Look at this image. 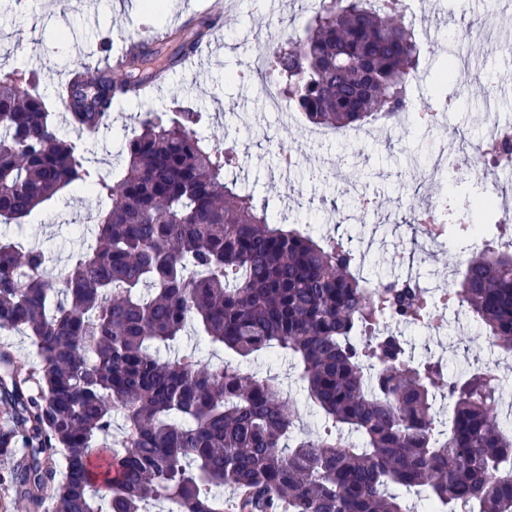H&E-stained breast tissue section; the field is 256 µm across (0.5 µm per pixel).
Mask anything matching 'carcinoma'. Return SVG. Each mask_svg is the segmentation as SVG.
<instances>
[{
	"instance_id": "carcinoma-1",
	"label": "carcinoma",
	"mask_w": 512,
	"mask_h": 512,
	"mask_svg": "<svg viewBox=\"0 0 512 512\" xmlns=\"http://www.w3.org/2000/svg\"><path fill=\"white\" fill-rule=\"evenodd\" d=\"M209 34L201 23L185 54ZM266 58L288 106L312 126H398L420 43L397 6L322 0ZM436 90L463 76L452 50ZM144 41L118 69L75 64L62 108L96 133L114 100L173 68ZM39 75L0 66V223L82 187L110 201L72 218L90 238L51 277L49 253L0 241V331L28 336L26 368L0 344V485L13 507L47 512H512V435L488 367L448 373L415 358L399 327L430 328L436 304L411 273L364 276L359 249L279 224L245 183L224 178L235 145L198 131L191 107L146 112L103 176L63 138ZM448 302L512 353V241L479 245ZM224 350L217 364L184 351L187 333ZM263 353L299 368L324 431L297 430V404L245 370ZM448 396L452 423L435 402ZM122 450L108 448L116 417Z\"/></svg>"
}]
</instances>
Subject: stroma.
I'll list each match as a JSON object with an SVG mask.
<instances>
[{"label": "stroma", "instance_id": "35a3bbf8", "mask_svg": "<svg viewBox=\"0 0 512 512\" xmlns=\"http://www.w3.org/2000/svg\"><path fill=\"white\" fill-rule=\"evenodd\" d=\"M206 0H169L166 9L149 15L135 9L131 0H95L90 12L84 0H65L63 8L54 9L45 0H24L0 8V59L6 69L37 71L42 76L40 92L51 94L55 85L65 81L78 60H94L101 38L112 43L137 37L151 30L156 34L155 47H165L164 33L180 28L188 19L205 20ZM309 0H267L266 12L254 15L250 0H235L224 7L222 52L208 55L201 68L173 69L167 83L152 89L147 100L113 105L109 123L93 139L66 122H59L62 136L87 148L93 166L107 173L120 165V155L131 137L137 113L161 111L173 99H181L207 116L204 134L236 142L241 165L239 179L253 188L256 196L268 200L277 220L310 225L316 236H351L357 240L373 239L365 255V271L401 272L415 265L429 283L458 276L471 253L449 232L445 248L433 252L412 250L411 233L404 220L414 189L410 183V164L400 155L398 146L388 139L346 142L335 138L315 141L300 119L282 120L266 111L258 91L259 80H236V73L247 72L256 53L258 40L281 36L290 26L301 23L302 10ZM424 15L430 37L427 76L415 90L416 100L434 102V81L447 59L441 47L454 43L464 57L471 59L480 72V83L449 85L447 94L455 109L448 115V137L441 148L454 169L453 179L466 193H475L466 170L458 168V140L462 132L481 136L486 130L487 107L483 81L498 84L512 78V57L495 53L485 42L471 35L474 27L488 20L484 0H430ZM344 159L359 180L363 194L374 199L376 206L363 221H355L357 209L343 193L336 177L335 163ZM106 199L74 188L62 201L46 205L32 213L22 227L0 224V234L21 232L25 241L39 242L53 257L54 269L69 262L70 253L78 248L84 231L71 223L73 213L87 209H107ZM466 337L471 350L479 354L481 364L495 366L504 386V403L499 410L503 420L512 421V359L505 360L498 349L467 317L451 320L447 335L406 329L405 337L416 354L432 350L441 354L451 373L468 370L466 359L457 346ZM254 372L276 376L283 390L294 398L298 407V425L303 432L316 434L318 417L306 403L289 359L259 357Z\"/></svg>", "mask_w": 512, "mask_h": 512}]
</instances>
